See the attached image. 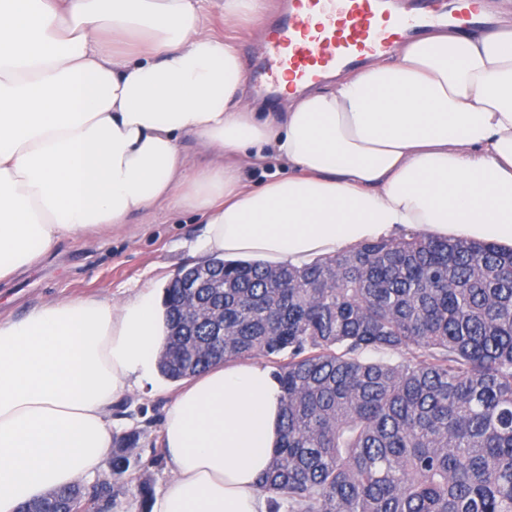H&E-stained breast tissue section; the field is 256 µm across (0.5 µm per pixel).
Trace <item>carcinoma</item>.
<instances>
[{"label":"carcinoma","mask_w":512,"mask_h":512,"mask_svg":"<svg viewBox=\"0 0 512 512\" xmlns=\"http://www.w3.org/2000/svg\"><path fill=\"white\" fill-rule=\"evenodd\" d=\"M216 264L224 361L261 355L282 389L280 445L260 480L269 512H512V248L410 233L301 269ZM170 381L217 363L208 323L181 326L165 289ZM368 351L399 354L367 361ZM140 432L114 436L112 475ZM70 485L29 503L62 512Z\"/></svg>","instance_id":"carcinoma-1"}]
</instances>
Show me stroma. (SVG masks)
Segmentation results:
<instances>
[{
    "mask_svg": "<svg viewBox=\"0 0 512 512\" xmlns=\"http://www.w3.org/2000/svg\"><path fill=\"white\" fill-rule=\"evenodd\" d=\"M273 19L268 13L257 21L228 22L215 12L209 28L235 40L249 72L264 53ZM200 232V225L172 218L165 207L156 205L106 236L62 240L50 259L36 261L11 279L0 281V318H19L34 306L73 296L118 303L143 288H166L178 269L197 262L191 247ZM174 393L175 385L168 381L113 404L116 429L136 428L141 437L132 472L113 479L108 467L100 468L99 478L110 479L112 484L111 491L100 495V512H140V478H147L156 491L170 479L172 467L162 447L161 427Z\"/></svg>",
    "mask_w": 512,
    "mask_h": 512,
    "instance_id": "obj_1",
    "label": "stroma"
}]
</instances>
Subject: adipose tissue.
<instances>
[{
	"mask_svg": "<svg viewBox=\"0 0 512 512\" xmlns=\"http://www.w3.org/2000/svg\"><path fill=\"white\" fill-rule=\"evenodd\" d=\"M266 4L0 0V280L158 203L196 217L205 260L300 266L399 231L512 247V31L401 44L261 120L206 19ZM243 160L288 173L249 188ZM168 333L152 289L0 319V512L94 475L113 403L154 384ZM281 395L257 362L186 379L150 512H266Z\"/></svg>",
	"mask_w": 512,
	"mask_h": 512,
	"instance_id": "1",
	"label": "adipose tissue"
}]
</instances>
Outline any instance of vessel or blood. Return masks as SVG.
I'll return each instance as SVG.
<instances>
[{
  "label": "vessel or blood",
  "mask_w": 512,
  "mask_h": 512,
  "mask_svg": "<svg viewBox=\"0 0 512 512\" xmlns=\"http://www.w3.org/2000/svg\"><path fill=\"white\" fill-rule=\"evenodd\" d=\"M448 22L472 27L485 18L478 0H422L420 12L411 15L392 0H289L272 32L262 72L275 87L284 78L316 82Z\"/></svg>",
  "instance_id": "obj_1"
}]
</instances>
